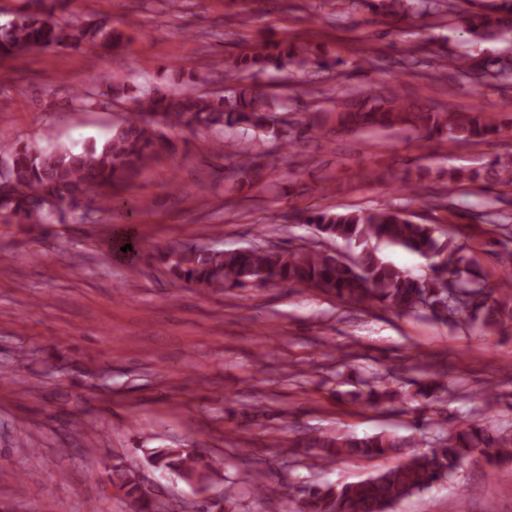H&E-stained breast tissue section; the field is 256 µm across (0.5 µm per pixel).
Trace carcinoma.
Returning <instances> with one entry per match:
<instances>
[{
    "instance_id": "obj_1",
    "label": "carcinoma",
    "mask_w": 512,
    "mask_h": 512,
    "mask_svg": "<svg viewBox=\"0 0 512 512\" xmlns=\"http://www.w3.org/2000/svg\"><path fill=\"white\" fill-rule=\"evenodd\" d=\"M346 12L364 8L394 23L413 16H452L472 43L503 44L497 55L488 57L461 51L452 57L432 51L421 41L406 47V61L417 63V54L429 51L435 68L454 82L465 79L481 87L512 82V0H336ZM67 0H29L27 8L0 27V60H17L32 51L55 53L61 49H116L125 34L107 19L78 23L65 15ZM345 64L306 42L257 40L246 53L224 62V91L214 97L192 91L196 75L183 82L175 94L134 92L124 84H110L95 77L74 100L79 108L100 103L106 93L114 100L132 102L123 122L112 128L102 143L81 148L51 145H0V159L8 166L10 183L0 191V222L3 224H49L55 213L76 209L97 190L116 187L133 177L166 143L160 128L224 127L243 134L270 136L282 148L294 149L304 138L321 131L315 121L285 122L276 126L273 97L251 81L254 74L269 69L314 67L331 71ZM106 92H100V88ZM342 127L380 131L413 129L428 140L451 145L488 141L501 135L505 126L473 109L458 112L417 103L389 84L374 96L350 92L336 109ZM214 150L224 157V177L242 188L258 181L263 152L241 151L237 143L222 140ZM488 182L512 187V155L497 157L482 170L451 171L448 186L482 188ZM302 223L314 225L321 238L342 240L357 249L346 260L330 249L288 250L250 247L215 250L175 242L159 251V259L173 279L207 290L244 288L255 278L281 288L303 286L336 296L344 302L371 307L385 304L401 314L423 309L440 310L437 320L453 318L473 321L484 318L487 325L512 322V277H501L492 285L474 274L464 263L465 246L451 231L444 233L433 224L416 223L411 214L392 205H377L347 212L310 211ZM399 246L431 260V274L414 277L384 261L376 245ZM131 245L123 252L121 247ZM113 253L133 261L140 249L131 236L116 237ZM436 374L427 382L411 381L415 390L401 392L386 386L369 385L366 402L380 405L416 396L431 399L445 390ZM296 445L320 448L314 464L326 465L335 456L347 458L394 457L399 463L354 484L305 486L299 488V512H388L400 500L430 488L441 478L456 473L463 460L478 451L492 452L495 461L512 463V433L472 423L465 429L441 432L429 448L421 451L415 440L390 433L371 436L336 435L309 437ZM145 457L155 469L175 476H190L207 487L224 485L220 458L194 450L148 448ZM112 486L142 512H152L147 491L132 477L128 461L112 466ZM210 500L207 512H234V492L220 490Z\"/></svg>"
}]
</instances>
